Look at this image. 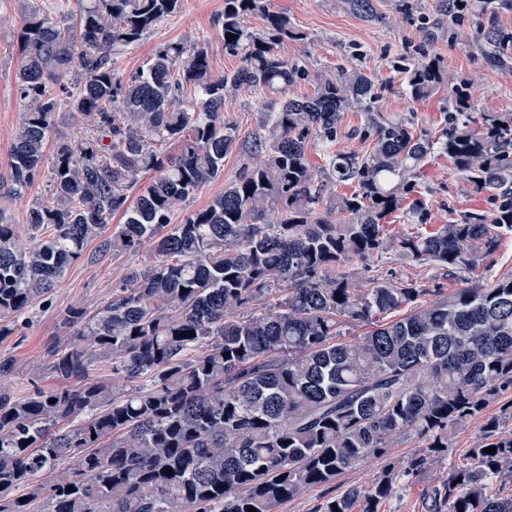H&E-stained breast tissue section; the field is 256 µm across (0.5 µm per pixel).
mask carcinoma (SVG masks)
Segmentation results:
<instances>
[{
	"instance_id": "carcinoma-1",
	"label": "carcinoma",
	"mask_w": 512,
	"mask_h": 512,
	"mask_svg": "<svg viewBox=\"0 0 512 512\" xmlns=\"http://www.w3.org/2000/svg\"><path fill=\"white\" fill-rule=\"evenodd\" d=\"M367 21L371 0H342ZM69 0L28 3L16 38L19 95L28 101L11 149L0 200L20 198L50 163L52 193L32 203L22 241L0 216V319L24 316L55 288L66 268L98 242L123 254L153 241L148 265L131 271L93 316L75 307L65 322L75 340L51 369L77 388L37 389L18 397L0 390V512H275L283 502L332 484L367 459L384 460L396 440L425 449L404 464L386 463L368 487L350 486L318 500L314 512H382L411 480L448 456V430L492 403L476 447L430 491L428 512H512V494L491 496L493 482L512 485V278L465 277L512 232V116L472 108L469 85H452L448 127L435 140L380 113L383 87L357 69L312 74L279 48L301 36L265 0H224V49L239 68L216 78L208 52L188 42L159 48L142 70L115 78L118 55L137 45L180 0ZM448 27L465 21L483 39L485 63L512 74V32L497 15L512 0H439ZM265 14V30L245 18ZM80 63L79 90L67 76ZM415 99L451 77L428 55L402 67ZM308 81L302 98L289 88ZM275 95L263 133L246 146L257 161L224 184L207 207L173 223L175 209L204 183L224 175L238 146L224 123L226 94ZM89 118L96 135L61 147L47 144L62 108ZM366 113L371 151L328 155L316 174L312 143L329 149L349 111ZM182 144L168 158L157 146ZM448 155L493 208L430 234L386 237L426 158ZM155 172L134 205L127 191ZM343 222L321 213L331 187ZM125 221L102 237L106 220ZM398 249L464 278L439 288L376 283L355 288L348 271ZM396 311L403 315L386 321ZM351 325L370 330L345 339ZM112 363V380L94 374ZM54 403H49V400ZM494 446L496 452L484 449ZM172 474H167V471ZM23 486L20 498L14 490ZM72 490H67V487Z\"/></svg>"
}]
</instances>
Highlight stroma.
Listing matches in <instances>:
<instances>
[{"instance_id": "35a3bbf8", "label": "stroma", "mask_w": 512, "mask_h": 512, "mask_svg": "<svg viewBox=\"0 0 512 512\" xmlns=\"http://www.w3.org/2000/svg\"><path fill=\"white\" fill-rule=\"evenodd\" d=\"M377 21L367 22L348 12L340 0H266L269 11L285 14L302 31L304 41L285 46L291 58H305L311 72L328 75L340 70L360 69L383 83L380 101L383 115L401 117L417 131L438 136L445 125L449 87L430 97L413 99L406 90L405 75L398 67L401 59L419 58L421 53L436 54L444 72L456 80L469 82L474 92V107L469 116L479 121L483 110L512 113V75L490 68L483 60L482 42L467 24L452 28L438 11L439 0H414L416 11L401 13L397 0H372ZM224 0H181L177 12L160 21L136 46L121 54L115 64L118 75L129 78L139 71L156 49L184 41L207 48L214 76L235 70L240 61L224 48L218 19ZM431 25L421 29L420 17ZM25 22L23 0H0V177L8 176L10 151L21 114L26 109L15 82L19 45L14 35ZM270 99L246 92L228 94L224 100V120L235 126L240 143L224 159L223 178L204 183L193 197L178 207L177 216L200 209L224 191V184L235 179L248 158L243 151L261 134L263 115ZM411 199L422 200L427 209V231L458 220L475 211L491 208L488 194L474 193L466 180L455 173L447 155L432 154L420 170ZM150 245L139 252L119 256L101 255L96 244H89L85 258L72 263L47 299L36 301L13 336L0 340V352L14 360L12 372L0 376V389L25 395L35 389L50 390L59 380L49 369L54 353L64 350L74 338V330L62 318L73 307L95 311L112 297L129 271L146 265ZM355 285L381 280L395 285L409 281L424 288H439L450 293L460 288L456 277L431 265H421L391 249L370 265L355 262L350 266ZM481 419L453 428L448 433L450 452L422 473L397 496L387 501L384 512H428L427 493L448 474L449 462H461L481 436Z\"/></svg>"}]
</instances>
